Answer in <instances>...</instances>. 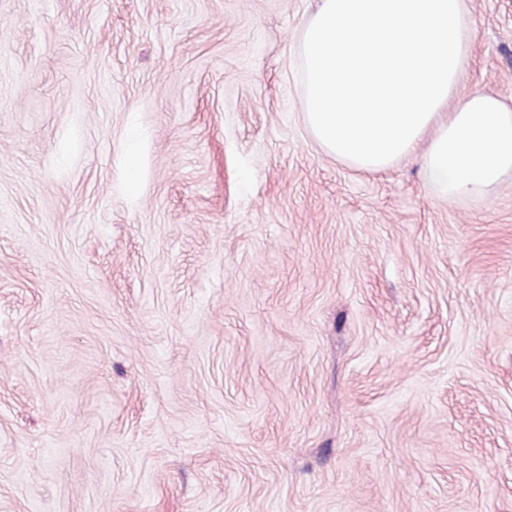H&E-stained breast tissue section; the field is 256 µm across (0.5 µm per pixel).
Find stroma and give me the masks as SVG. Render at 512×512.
I'll use <instances>...</instances> for the list:
<instances>
[{
  "label": "stroma",
  "instance_id": "stroma-1",
  "mask_svg": "<svg viewBox=\"0 0 512 512\" xmlns=\"http://www.w3.org/2000/svg\"><path fill=\"white\" fill-rule=\"evenodd\" d=\"M315 8L0 0V512H512V177L327 155Z\"/></svg>",
  "mask_w": 512,
  "mask_h": 512
}]
</instances>
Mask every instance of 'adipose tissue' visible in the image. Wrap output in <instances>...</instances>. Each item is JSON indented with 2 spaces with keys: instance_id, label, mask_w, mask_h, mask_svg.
Instances as JSON below:
<instances>
[{
  "instance_id": "obj_1",
  "label": "adipose tissue",
  "mask_w": 512,
  "mask_h": 512,
  "mask_svg": "<svg viewBox=\"0 0 512 512\" xmlns=\"http://www.w3.org/2000/svg\"><path fill=\"white\" fill-rule=\"evenodd\" d=\"M471 32L467 0H318L298 45L310 134L362 171L421 150L440 197L495 189L512 176V107L458 96Z\"/></svg>"
}]
</instances>
